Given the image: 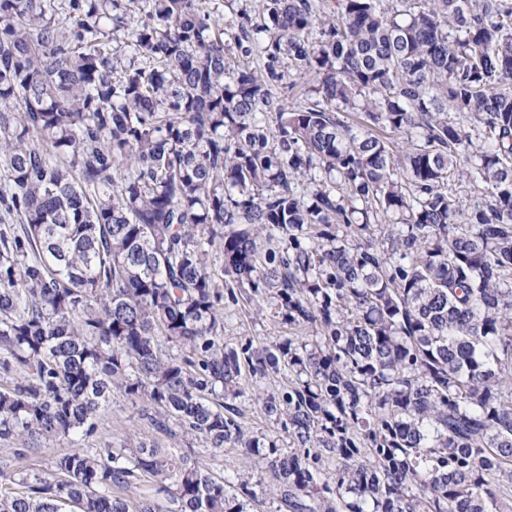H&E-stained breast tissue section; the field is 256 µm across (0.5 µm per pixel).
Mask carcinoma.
<instances>
[{
	"instance_id": "carcinoma-1",
	"label": "carcinoma",
	"mask_w": 512,
	"mask_h": 512,
	"mask_svg": "<svg viewBox=\"0 0 512 512\" xmlns=\"http://www.w3.org/2000/svg\"><path fill=\"white\" fill-rule=\"evenodd\" d=\"M202 2L0 0V441L118 391L260 470L79 444L0 512H512V0ZM241 301L312 335L229 346ZM257 0H211L206 5L224 15V25L228 30L235 27L242 9L256 8ZM285 377L282 376H269V377H263L259 378L253 377L252 379L249 377L247 379V383H249L250 391H247V394L244 397H241L238 399V406L240 409H242L244 414L243 421L245 422L246 426L251 428L254 431H269L273 428V424L268 421V419L264 416V414L261 411L260 404H258L252 397L253 389L257 390L260 389V391L265 393H271L272 391L276 390L280 387V385L285 382Z\"/></svg>"
}]
</instances>
